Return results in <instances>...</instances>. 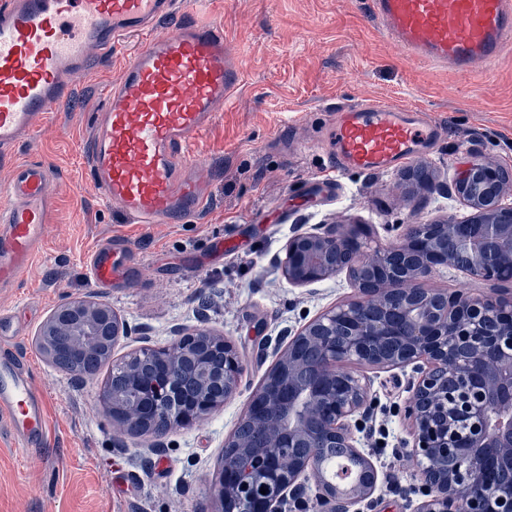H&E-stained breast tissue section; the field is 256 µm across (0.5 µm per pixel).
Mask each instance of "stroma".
Returning <instances> with one entry per match:
<instances>
[{
    "mask_svg": "<svg viewBox=\"0 0 512 512\" xmlns=\"http://www.w3.org/2000/svg\"><path fill=\"white\" fill-rule=\"evenodd\" d=\"M208 19L224 28L237 90L197 141L206 163L197 173L209 203L192 222L123 223L118 203L95 194L85 162L92 116L122 66L146 43L128 34L122 55L95 60L73 95L56 105L48 126L0 156V183L17 161L55 172L46 246L16 288L0 290L23 334L13 347L29 361L47 394V447L24 455L0 431V512H215L213 481L250 397L273 363L267 339L296 334L309 321L356 295L346 274L295 285L276 262L296 234L362 224L375 246L388 245V224L469 219L456 190L467 162L512 173V52L468 75L414 61L387 40L368 0H208ZM366 98L431 110L442 133L418 162L433 175L407 193L397 171L331 173L321 149L338 110ZM120 234L130 249L123 287L92 285L86 259ZM426 285L474 296L512 293L448 268ZM107 302L132 332L113 362L141 347L170 346L179 330L207 329L231 340L244 372L237 393L205 419L172 430L159 453L151 435H117L101 397L110 368L77 381L47 362L36 344L65 299ZM373 405L362 447L379 472L377 488L350 512H413L420 481L409 457L412 367L370 369Z\"/></svg>",
    "mask_w": 512,
    "mask_h": 512,
    "instance_id": "obj_1",
    "label": "stroma"
}]
</instances>
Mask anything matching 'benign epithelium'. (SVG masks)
Here are the masks:
<instances>
[{"instance_id": "7a95c632", "label": "benign epithelium", "mask_w": 512, "mask_h": 512, "mask_svg": "<svg viewBox=\"0 0 512 512\" xmlns=\"http://www.w3.org/2000/svg\"><path fill=\"white\" fill-rule=\"evenodd\" d=\"M498 179V170L473 163L460 183L485 187L494 201ZM482 212L479 224L452 217L446 224H408L394 249L371 247L368 231L357 225L288 240L278 264L289 282L340 274L336 252L351 248L371 287L353 282L356 298L290 338L277 337L275 361L238 422L263 430L265 444L256 448L234 433L225 440L214 482L216 512H304L311 483L318 512H349L373 495L378 471L356 437L371 408L370 380L354 365L416 370L405 417L425 499L414 512H512V296L458 290L433 305L424 287L435 271L455 266L436 229L456 236L469 252L467 274L502 282L503 267L512 264V207L494 203ZM126 336L111 305L69 298L51 314L37 344L53 365L62 350L102 361L108 346ZM304 339L318 351L307 365L295 352ZM242 372L234 344L200 330L112 365V376L131 391L117 395L106 387L102 398L121 431L161 439L236 394ZM330 448H344L348 456L338 480L323 468ZM242 459L250 463L246 477L237 475ZM491 469L507 479L488 481ZM258 484L263 497L255 493Z\"/></svg>"}]
</instances>
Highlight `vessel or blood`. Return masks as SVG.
Masks as SVG:
<instances>
[{"label":"vessel or blood","instance_id":"obj_1","mask_svg":"<svg viewBox=\"0 0 512 512\" xmlns=\"http://www.w3.org/2000/svg\"><path fill=\"white\" fill-rule=\"evenodd\" d=\"M202 0H0V154L39 133L72 77L89 70V50L112 56L131 31L147 44L122 67L92 120L87 165L104 201L135 224H184L207 195L196 172V141L224 110L235 83L227 73L222 26L194 19ZM384 35L415 60L454 74L491 64L512 49V0H371ZM178 13L188 22L168 34ZM441 128L418 107L366 99L339 111L326 145L332 163L380 171L422 154ZM52 169L19 162L0 185V288L29 269L53 208ZM127 242L119 235L88 256L98 288L124 283ZM15 447L50 435L44 393L29 365L0 364V425Z\"/></svg>","mask_w":512,"mask_h":512}]
</instances>
